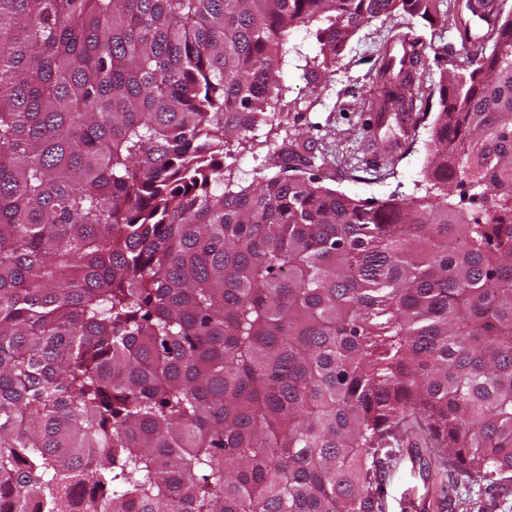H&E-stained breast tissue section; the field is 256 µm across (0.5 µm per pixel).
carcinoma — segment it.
<instances>
[{"label": "carcinoma", "instance_id": "cac0c4a2", "mask_svg": "<svg viewBox=\"0 0 512 512\" xmlns=\"http://www.w3.org/2000/svg\"><path fill=\"white\" fill-rule=\"evenodd\" d=\"M434 81L448 0H0V500L13 512H382L415 420L512 478V12ZM402 21L364 106L428 112L425 193L238 190L288 35L315 86ZM401 55L393 53V44ZM413 215L409 224L405 214Z\"/></svg>", "mask_w": 512, "mask_h": 512}]
</instances>
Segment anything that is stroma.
Masks as SVG:
<instances>
[{"mask_svg":"<svg viewBox=\"0 0 512 512\" xmlns=\"http://www.w3.org/2000/svg\"><path fill=\"white\" fill-rule=\"evenodd\" d=\"M388 29V23L378 21L364 27L338 58L332 75L316 88L304 76L305 58L316 50L314 37L305 27L289 35L282 62L287 104L273 124L248 132L246 150L230 159L236 184L245 187L276 175L274 152L291 141L309 139L323 157L311 172L328 187L369 203L393 193L422 195L431 118L419 120L410 136L393 121L377 130L362 103ZM378 457L383 512H411L415 498L426 499V512H512V481L483 480L443 464L428 433L418 427L393 430Z\"/></svg>","mask_w":512,"mask_h":512,"instance_id":"35a3bbf8","label":"stroma"}]
</instances>
